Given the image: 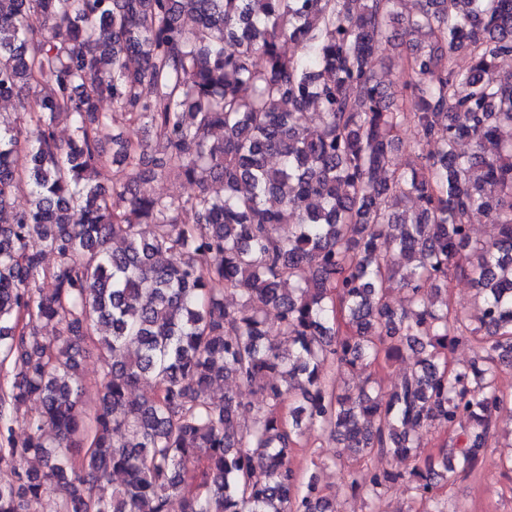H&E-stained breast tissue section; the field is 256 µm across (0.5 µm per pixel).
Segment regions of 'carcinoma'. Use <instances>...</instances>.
Here are the masks:
<instances>
[{
  "instance_id": "1",
  "label": "carcinoma",
  "mask_w": 512,
  "mask_h": 512,
  "mask_svg": "<svg viewBox=\"0 0 512 512\" xmlns=\"http://www.w3.org/2000/svg\"><path fill=\"white\" fill-rule=\"evenodd\" d=\"M405 2L0 0V100L26 117L0 118V512L50 485L53 512H344L294 466L312 427L336 454L311 465L345 472L370 512L398 483L466 512L439 489L512 421V0ZM399 39L392 76L375 54ZM171 178L199 191L136 189ZM459 277L474 310L448 297ZM406 355L390 389L351 384ZM372 458L411 467L361 475ZM401 137L403 139V147L394 156L393 163L396 167L407 168L415 158L413 145L418 140V135L413 127H406L402 131Z\"/></svg>"
}]
</instances>
